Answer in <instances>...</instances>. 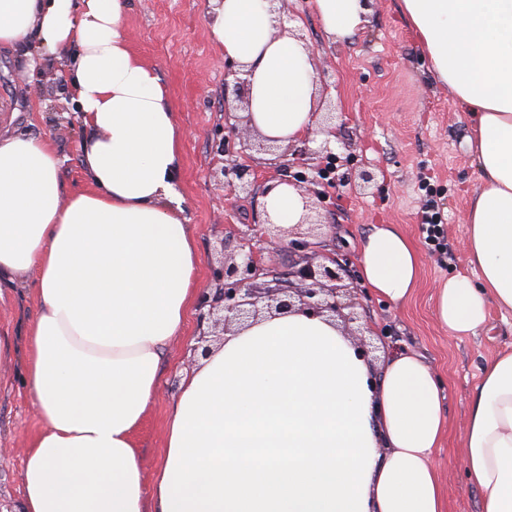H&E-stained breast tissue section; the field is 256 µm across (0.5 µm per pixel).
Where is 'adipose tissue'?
I'll use <instances>...</instances> for the list:
<instances>
[{"label": "adipose tissue", "instance_id": "ef3b65f1", "mask_svg": "<svg viewBox=\"0 0 512 512\" xmlns=\"http://www.w3.org/2000/svg\"><path fill=\"white\" fill-rule=\"evenodd\" d=\"M216 51L247 83L243 116L287 146L320 137L319 79L298 22L266 0H213ZM329 42L355 37L368 0H313ZM125 0H0V48L37 40L32 66L69 61L90 133L87 188L69 193L40 135L0 134V292L35 275L24 383L40 422L14 512H447L440 448L446 394L435 371L394 348L372 376L335 322L260 319L184 373L162 462L146 481L135 435L158 364L185 327L200 258L174 182L183 131L155 67L130 49ZM439 84L470 123L479 186L464 249L472 276L436 288L449 337L488 334L512 312V0H398ZM263 216H306L274 180ZM361 276L394 303L413 295L419 252L395 225L363 238ZM481 512H512V349L481 367L457 452Z\"/></svg>", "mask_w": 512, "mask_h": 512}]
</instances>
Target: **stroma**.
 Wrapping results in <instances>:
<instances>
[{"mask_svg":"<svg viewBox=\"0 0 512 512\" xmlns=\"http://www.w3.org/2000/svg\"><path fill=\"white\" fill-rule=\"evenodd\" d=\"M365 28L351 41L329 43L312 0H284L281 12L302 21L301 32L317 53L320 79L332 86V103L347 115L335 153L340 172L372 171L368 187L338 184L324 212L330 240L343 250L352 272H359L361 242L370 225L392 224L418 249L422 270L414 295L394 305L358 283L359 298L371 324L388 341L422 355L448 388V432L442 442V478L447 512H480L479 495L463 483L454 455L462 439L469 400L484 360L512 345V314L492 312L491 333L462 340L449 338L433 314L432 296L440 282L469 274L463 244L468 201L478 186L468 151V124L441 88L401 19L398 0H371ZM210 0H127L124 31L130 49L160 73L169 102L185 136L177 175L200 255L198 282L211 285V254L224 234L247 232L261 223L257 195H227L213 176L214 140L224 126L232 92L224 86V59L214 50ZM25 50H0V132L46 135L65 163L67 188L88 182L81 164L87 128L68 119L75 105L62 87L69 74L53 65L31 71ZM437 205L453 257L438 262L422 230L426 201ZM38 301L20 289L0 301V336L9 338L12 362L0 365L8 378L0 385V499L20 497L26 446L40 428L23 385L27 347L25 327ZM198 329L188 318L158 369L159 388L137 441L146 477H153L162 456L165 422L181 376L197 361L192 353Z\"/></svg>","mask_w":512,"mask_h":512,"instance_id":"stroma-1","label":"stroma"}]
</instances>
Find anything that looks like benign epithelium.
I'll return each instance as SVG.
<instances>
[{"instance_id":"1","label":"benign epithelium","mask_w":512,"mask_h":512,"mask_svg":"<svg viewBox=\"0 0 512 512\" xmlns=\"http://www.w3.org/2000/svg\"><path fill=\"white\" fill-rule=\"evenodd\" d=\"M292 153L302 160L300 170L288 176V183L304 190L310 196L309 211L304 224L286 228L264 220L265 228L258 233L265 250L278 254L288 250V272L274 265H264L257 258L249 239L241 237L236 248L229 246L230 237L219 241V258L212 268L213 288L200 291L197 322L200 355L210 351L209 332L220 336L233 328L250 326L260 317L291 312L310 316H326L340 323L345 335L354 337V345L364 358L370 357L369 345L358 337L353 327L361 319L357 310L360 303L354 297L353 277L346 260L334 253H326L317 238L324 222L326 187L336 186V154L329 145L309 146L304 140L291 145ZM253 149L247 141L235 142L221 136L216 141L219 156L237 153L241 156ZM249 166L229 162L219 168L223 185L230 192L253 193L255 184L248 179Z\"/></svg>"}]
</instances>
